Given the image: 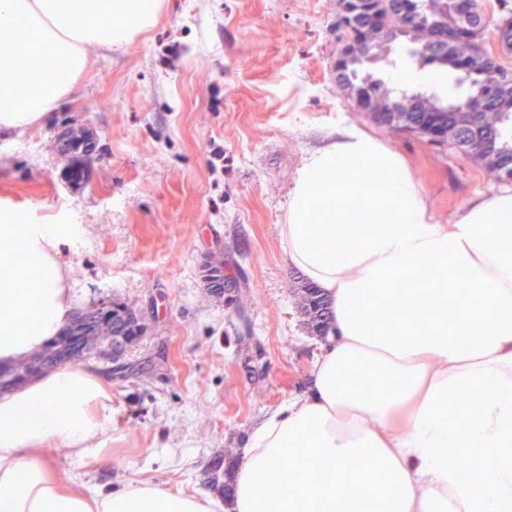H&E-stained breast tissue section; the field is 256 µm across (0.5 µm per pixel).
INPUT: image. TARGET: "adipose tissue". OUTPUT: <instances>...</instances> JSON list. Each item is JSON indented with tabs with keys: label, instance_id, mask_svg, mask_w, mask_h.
Listing matches in <instances>:
<instances>
[{
	"label": "adipose tissue",
	"instance_id": "obj_1",
	"mask_svg": "<svg viewBox=\"0 0 512 512\" xmlns=\"http://www.w3.org/2000/svg\"><path fill=\"white\" fill-rule=\"evenodd\" d=\"M161 7L0 0V132L53 114L93 50L125 45ZM278 230L285 263L327 299L332 330L308 389L251 430L225 512H512V191L438 223L402 156L342 127L305 157ZM79 233L0 212V363L66 323L58 255ZM111 424V398L86 370L1 395L0 512L220 506L146 481L92 497L76 489L47 445L97 458Z\"/></svg>",
	"mask_w": 512,
	"mask_h": 512
}]
</instances>
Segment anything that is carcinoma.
Masks as SVG:
<instances>
[{
    "instance_id": "1",
    "label": "carcinoma",
    "mask_w": 512,
    "mask_h": 512,
    "mask_svg": "<svg viewBox=\"0 0 512 512\" xmlns=\"http://www.w3.org/2000/svg\"><path fill=\"white\" fill-rule=\"evenodd\" d=\"M336 29L342 47L336 56L334 71L340 87L358 103L370 100L368 118L390 131L409 132L430 138L422 118L441 117L443 137L488 170L512 179V77L504 70L495 77L486 66L484 56L474 55L461 68L465 47L450 44L439 48L431 38L432 30L448 16V0H337ZM405 37L412 44L411 55L422 66L439 65L462 72L475 88L464 99L446 104L434 95L408 89H389L379 79L361 77L357 66L375 56L382 46ZM299 305L309 331L323 336L329 327L330 315L321 291L302 284L297 288ZM127 309L112 303L111 319L104 326L94 327L82 318L72 322L78 332L93 337L92 342L63 355L59 363L69 366L84 362L100 344H107L117 355L132 347L142 327L126 318ZM34 359L18 360L0 365V387L16 386L30 378Z\"/></svg>"
}]
</instances>
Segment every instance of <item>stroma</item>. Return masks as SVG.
I'll return each instance as SVG.
<instances>
[{
  "label": "stroma",
  "instance_id": "1",
  "mask_svg": "<svg viewBox=\"0 0 512 512\" xmlns=\"http://www.w3.org/2000/svg\"><path fill=\"white\" fill-rule=\"evenodd\" d=\"M336 0H163L130 43L92 53L53 120L0 135V210L76 224L62 261L73 309L122 302L145 325L129 372L103 375L112 427L100 458L49 456L82 490L147 479L223 499L214 467L238 462L251 429L306 387L319 337L282 260L278 226L297 168L340 127L399 152L435 218L511 188L450 143L388 132L337 86ZM92 150L66 152L62 130ZM245 284L218 295L203 267Z\"/></svg>",
  "mask_w": 512,
  "mask_h": 512
}]
</instances>
